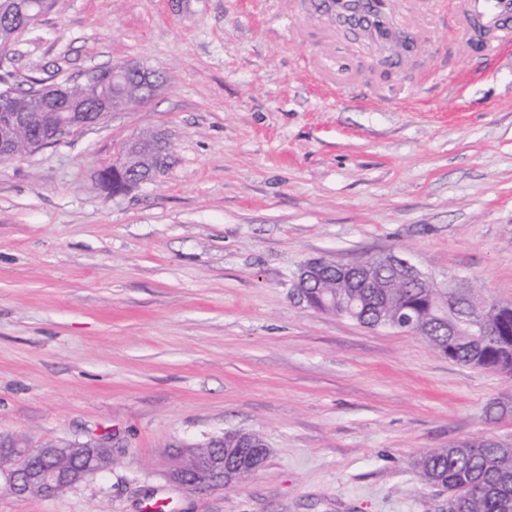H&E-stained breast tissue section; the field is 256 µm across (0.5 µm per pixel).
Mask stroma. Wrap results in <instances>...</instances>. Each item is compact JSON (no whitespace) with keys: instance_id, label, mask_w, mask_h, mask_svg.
Returning a JSON list of instances; mask_svg holds the SVG:
<instances>
[{"instance_id":"stroma-1","label":"stroma","mask_w":512,"mask_h":512,"mask_svg":"<svg viewBox=\"0 0 512 512\" xmlns=\"http://www.w3.org/2000/svg\"><path fill=\"white\" fill-rule=\"evenodd\" d=\"M410 51L313 0H55L0 75L54 83L140 62L163 87L0 160V434L112 438V465L0 512H448L416 459L512 442V378L297 298L320 257L405 255L512 302V45L473 50L457 0H390ZM145 133L170 167L105 197L97 172ZM258 434L259 472L196 493L182 444Z\"/></svg>"}]
</instances>
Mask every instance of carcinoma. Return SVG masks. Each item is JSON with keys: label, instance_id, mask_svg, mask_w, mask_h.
Segmentation results:
<instances>
[{"label": "carcinoma", "instance_id": "1", "mask_svg": "<svg viewBox=\"0 0 512 512\" xmlns=\"http://www.w3.org/2000/svg\"><path fill=\"white\" fill-rule=\"evenodd\" d=\"M52 0H0V26H10L20 20L24 8L40 15L50 9ZM102 81L88 84L74 82L69 87L71 97L88 110L99 107L107 93H117L112 86V68L99 69ZM41 80L33 79L24 90L7 88L12 105L26 108ZM53 113L41 110L32 113L31 126L15 133L19 156L38 149L37 134L51 128ZM169 154L142 143L139 154L131 157L134 168L163 170ZM368 272L376 283L374 288H346L336 278L328 276L311 289L310 307L323 310V304L336 299V314L351 312L355 322L365 326L411 330L428 342L437 352L448 350V359L512 376V322L477 321L488 306V297L473 291L460 301L455 323H445L422 288L394 284L386 272L374 262L367 263ZM420 481L428 487L448 491L454 501L449 512H512V444L491 438L462 441L446 448H436L422 454L416 462Z\"/></svg>", "mask_w": 512, "mask_h": 512}]
</instances>
